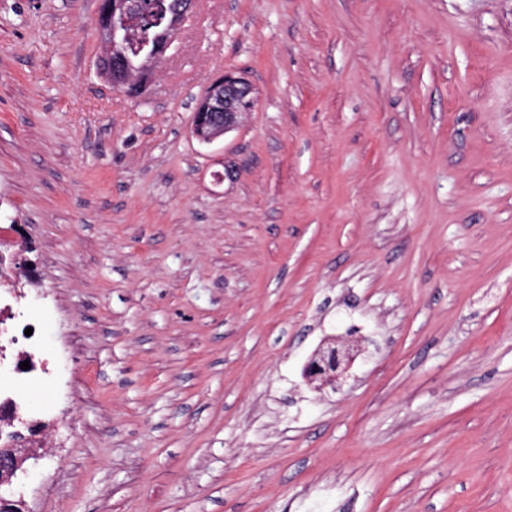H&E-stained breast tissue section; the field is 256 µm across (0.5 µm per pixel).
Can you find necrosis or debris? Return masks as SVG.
<instances>
[{
  "instance_id": "obj_1",
  "label": "necrosis or debris",
  "mask_w": 512,
  "mask_h": 512,
  "mask_svg": "<svg viewBox=\"0 0 512 512\" xmlns=\"http://www.w3.org/2000/svg\"><path fill=\"white\" fill-rule=\"evenodd\" d=\"M38 278L35 270L0 266V442L18 439L24 448H51L50 423L40 422L26 433L14 434L21 408L45 397L52 380L45 346L43 314L26 286ZM28 369H21V362Z\"/></svg>"
}]
</instances>
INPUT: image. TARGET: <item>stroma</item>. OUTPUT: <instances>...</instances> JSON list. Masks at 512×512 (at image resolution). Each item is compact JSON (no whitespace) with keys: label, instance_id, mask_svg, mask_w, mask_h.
I'll use <instances>...</instances> for the list:
<instances>
[{"label":"stroma","instance_id":"obj_1","mask_svg":"<svg viewBox=\"0 0 512 512\" xmlns=\"http://www.w3.org/2000/svg\"><path fill=\"white\" fill-rule=\"evenodd\" d=\"M97 8L0 0V254L63 370L28 512H512V0H196L141 100ZM253 106L251 84L236 72H224L195 110L191 133L200 142L211 143L236 129ZM364 349L361 338L351 335L329 338L308 359L304 368L306 382L319 392L340 391L349 378L354 359Z\"/></svg>","mask_w":512,"mask_h":512}]
</instances>
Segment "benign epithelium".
<instances>
[{
	"label": "benign epithelium",
	"instance_id": "1",
	"mask_svg": "<svg viewBox=\"0 0 512 512\" xmlns=\"http://www.w3.org/2000/svg\"><path fill=\"white\" fill-rule=\"evenodd\" d=\"M195 0H181L167 25L168 36L156 43L139 61L133 63L122 51L125 30L130 23L127 0H99L96 27L102 40L101 57L109 71L103 74L112 85L128 95L140 98L157 68L166 60L182 23ZM254 106L253 88L241 75L226 71L211 86L194 112L191 133L203 143H211L238 127L242 117ZM364 350L363 340L351 335L333 336L308 359L304 368L306 382L319 392L341 390L349 378L356 356ZM36 455L16 447L0 446V489L10 487L19 463Z\"/></svg>",
	"mask_w": 512,
	"mask_h": 512
}]
</instances>
